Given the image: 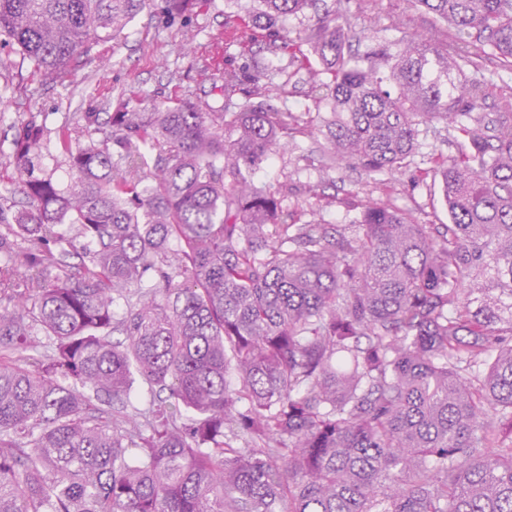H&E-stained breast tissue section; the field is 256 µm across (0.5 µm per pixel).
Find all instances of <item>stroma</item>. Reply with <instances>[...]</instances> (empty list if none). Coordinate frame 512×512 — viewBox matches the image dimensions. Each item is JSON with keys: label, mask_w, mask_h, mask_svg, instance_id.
I'll return each mask as SVG.
<instances>
[{"label": "stroma", "mask_w": 512, "mask_h": 512, "mask_svg": "<svg viewBox=\"0 0 512 512\" xmlns=\"http://www.w3.org/2000/svg\"><path fill=\"white\" fill-rule=\"evenodd\" d=\"M253 7V0H211L194 18L191 41L179 24L141 12L116 39L95 44L63 80L35 71L30 62L0 47V183L16 177L10 164L12 139L29 118H36L47 130L36 174L64 190L71 176L56 133L81 127L84 113L118 112L125 107L149 111L175 93L220 109L224 100L213 88V73L239 67L262 48L258 42H232L225 37L237 18ZM344 20L353 32L370 40L399 44L421 35L449 50L477 55L478 68L465 70L464 76L489 88L484 111H496L503 100H512V71L489 47L460 42L449 23L409 0H345ZM321 95L303 69L294 72L285 89L271 92L268 102L308 121L327 114ZM322 144L319 134L296 137L289 150L271 153L254 175L256 184L282 197L295 223L355 224L364 207L379 200L389 202L413 223H447L441 181L430 172L434 154L454 156L459 151L457 134L445 123L420 126L405 168L389 182L383 175H369L342 163H323Z\"/></svg>", "instance_id": "stroma-1"}]
</instances>
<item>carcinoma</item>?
I'll return each instance as SVG.
<instances>
[{"label": "carcinoma", "instance_id": "obj_1", "mask_svg": "<svg viewBox=\"0 0 512 512\" xmlns=\"http://www.w3.org/2000/svg\"><path fill=\"white\" fill-rule=\"evenodd\" d=\"M205 2L0 0V46L63 80L144 7L187 25ZM255 2L239 29L263 52L213 78L223 111L85 113L99 138L58 131L67 192L29 176L44 128L15 137L24 202L0 209V248L28 246L0 266V512H512V102L471 122L473 58L422 37L352 51L341 0L290 37L280 19L319 0ZM410 2L512 68V0ZM285 54L328 77L330 160L394 175L420 124L456 130L462 158L432 167L449 223L378 203L288 223L253 182L310 133L264 99ZM245 81L262 99L233 100ZM61 224L96 244L78 267ZM138 380L156 398L115 416Z\"/></svg>", "mask_w": 512, "mask_h": 512}]
</instances>
